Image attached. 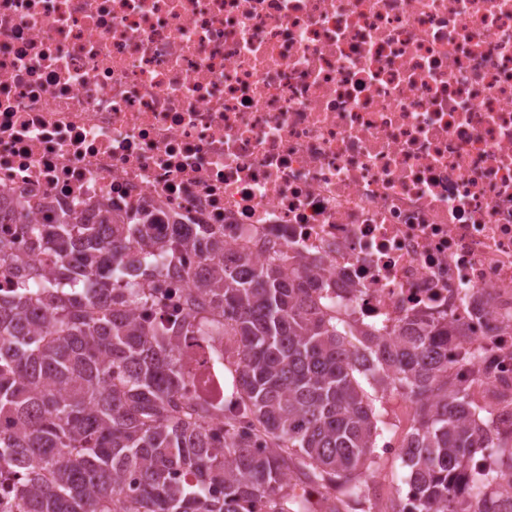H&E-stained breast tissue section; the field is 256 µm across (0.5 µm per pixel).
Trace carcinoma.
<instances>
[{
    "label": "carcinoma",
    "instance_id": "cac0c4a2",
    "mask_svg": "<svg viewBox=\"0 0 512 512\" xmlns=\"http://www.w3.org/2000/svg\"><path fill=\"white\" fill-rule=\"evenodd\" d=\"M23 234L42 258L0 295V512H341L336 491L374 464L378 419L361 379L414 410L407 495L398 512H512V439L448 379V319L391 328L348 321L308 264L223 255L207 224L114 210L98 224L69 209ZM0 227V267L19 261ZM200 253L187 312L155 318L177 288L157 267ZM227 338L236 393L192 400L193 372ZM491 449L500 466L474 465ZM320 491L313 504L290 480Z\"/></svg>",
    "mask_w": 512,
    "mask_h": 512
}]
</instances>
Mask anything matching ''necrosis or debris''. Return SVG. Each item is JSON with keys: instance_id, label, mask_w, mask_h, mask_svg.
Returning a JSON list of instances; mask_svg holds the SVG:
<instances>
[{"instance_id": "obj_1", "label": "necrosis or debris", "mask_w": 512, "mask_h": 512, "mask_svg": "<svg viewBox=\"0 0 512 512\" xmlns=\"http://www.w3.org/2000/svg\"><path fill=\"white\" fill-rule=\"evenodd\" d=\"M210 225L343 317L445 316L512 422V0H0V213Z\"/></svg>"}]
</instances>
